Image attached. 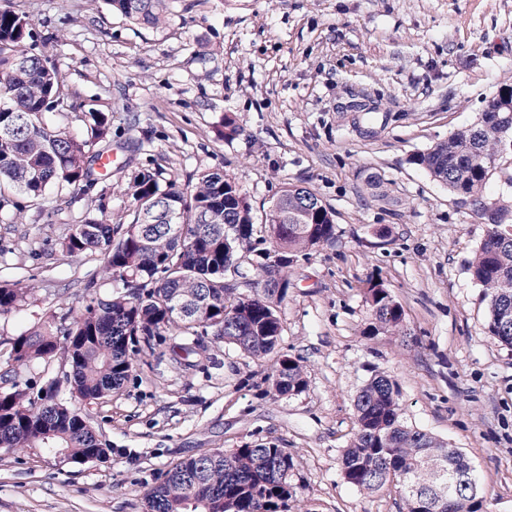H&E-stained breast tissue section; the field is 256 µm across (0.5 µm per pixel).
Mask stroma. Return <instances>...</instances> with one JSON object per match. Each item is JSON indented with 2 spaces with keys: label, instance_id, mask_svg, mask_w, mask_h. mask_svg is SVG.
I'll use <instances>...</instances> for the list:
<instances>
[{
  "label": "stroma",
  "instance_id": "stroma-1",
  "mask_svg": "<svg viewBox=\"0 0 512 512\" xmlns=\"http://www.w3.org/2000/svg\"><path fill=\"white\" fill-rule=\"evenodd\" d=\"M37 51L64 76L80 113H107L112 154L187 185L232 176L263 215L289 183L336 213V241L298 258L279 304L281 353L301 359L307 387L273 396L270 362L217 344L188 369L141 353L123 388L91 405L105 459L67 463L37 448H0V512H145L144 495L179 460L273 443L295 459L290 512H398L394 483H346L341 452L355 399L389 375L403 418L471 461L486 512H512V348L486 329L487 303L467 266L490 225L411 161L475 122L512 84V0H169L157 27L104 0H11ZM375 107L373 120L351 111ZM232 116L240 134L217 126ZM512 154L486 187L512 226ZM125 174L86 192L50 189L22 212L0 211V281L34 279L0 343L80 309L100 256L68 257L69 225L128 205ZM384 281L413 340L368 336V279Z\"/></svg>",
  "mask_w": 512,
  "mask_h": 512
}]
</instances>
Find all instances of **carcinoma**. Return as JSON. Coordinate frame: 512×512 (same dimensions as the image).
Here are the masks:
<instances>
[{"label": "carcinoma", "instance_id": "cac0c4a2", "mask_svg": "<svg viewBox=\"0 0 512 512\" xmlns=\"http://www.w3.org/2000/svg\"><path fill=\"white\" fill-rule=\"evenodd\" d=\"M130 22L157 26L168 0H104ZM30 20L0 4V187L7 184L38 204L51 188L85 191L98 182L111 119L87 112L88 138L54 124L73 110L60 70L34 51ZM490 100L481 123L461 128L411 161L484 217L492 208L484 188L498 157L499 127L511 112ZM131 208L112 222L88 214L61 237L70 257L98 254L101 280L85 285L77 312L53 317L12 338L6 363L26 367L60 362L62 375L38 389L15 381L0 391V448H39L69 463L102 456L90 411L69 409L62 385L93 405L118 391L144 349L162 347L172 360L196 368L211 343H224L264 361L278 353L282 324L276 307L287 293L288 267L336 240L335 212L310 189L282 187L265 222L236 181L220 170L202 171L182 188L142 166L124 184ZM255 256L251 268L243 257ZM468 271L488 300L487 332L512 348V230L495 225ZM121 290L103 296L101 282ZM248 288V292L241 288ZM35 285L0 282V318L19 312ZM367 336L409 335L401 307L380 280L366 288ZM276 396L305 390L301 360L281 355L268 376ZM356 433L342 456L345 481L363 492L388 482L399 489V512H484L466 455L401 419L399 391L385 375L369 380L355 400ZM294 460L276 446L237 448L223 459L202 456L172 465L146 495L148 512H285L297 497Z\"/></svg>", "mask_w": 512, "mask_h": 512}]
</instances>
